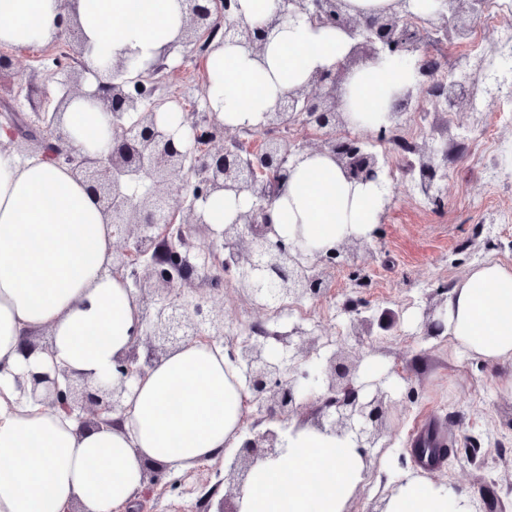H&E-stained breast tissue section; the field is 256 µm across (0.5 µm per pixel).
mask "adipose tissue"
I'll list each match as a JSON object with an SVG mask.
<instances>
[{"instance_id":"1","label":"adipose tissue","mask_w":512,"mask_h":512,"mask_svg":"<svg viewBox=\"0 0 512 512\" xmlns=\"http://www.w3.org/2000/svg\"><path fill=\"white\" fill-rule=\"evenodd\" d=\"M185 0H0V47L32 51L56 41L61 17L81 29L85 87L109 73L101 57L124 59L136 72L181 41ZM342 29L291 19L273 29L263 61L226 42L204 61L209 105L233 127H253L279 98L352 52ZM414 83L397 59L353 68L340 95L351 127L369 129L388 115L394 97ZM112 116L73 98L64 127L75 143L106 146ZM384 181L351 183L329 154H315L291 172L273 208L279 231L303 230L318 247L369 236ZM112 227L68 167L0 149V512H121L158 463L186 470L243 442L239 368L218 344L193 343L156 362L133 381L118 425L83 427L77 415L54 411L17 379L61 367L94 382L111 373L140 323L133 291L111 273ZM445 330L469 355L512 359V265L487 260L448 294ZM41 331L50 350L20 351L21 337ZM287 447L256 464L237 500L238 512H349L367 466L349 439L290 425ZM384 512H472L450 485L406 477L384 499Z\"/></svg>"}]
</instances>
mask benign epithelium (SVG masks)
<instances>
[{
  "mask_svg": "<svg viewBox=\"0 0 512 512\" xmlns=\"http://www.w3.org/2000/svg\"><path fill=\"white\" fill-rule=\"evenodd\" d=\"M187 2L182 44L203 58L219 35L260 59L268 33L297 15L313 25L345 30L355 45L352 56L288 92L250 128L228 126L213 112L200 123H190L184 116L174 128L161 118L166 99L156 95L160 84L151 79L166 70L165 59L135 78L126 77L124 61L112 62V82L89 94L96 106L112 114L107 149L88 151L70 143L62 127L68 102L86 95V70L81 62V34L65 20L59 21L55 45L62 46L63 58L74 63L70 83L63 86L53 109L36 112L28 121L10 113L9 146L21 154L34 146L35 151L67 166L95 195L112 224L114 241L121 243L113 249L112 274L133 279L145 326V333L135 336L126 355L116 361L108 380L91 384L64 369L53 377L31 374L32 393L45 386L43 401L48 407L68 413L77 409L88 426L121 421L132 381L162 356L191 343L224 337V308L194 301L195 294L224 292L228 277L242 300L270 311L285 299H316L329 292L328 271L354 256L366 239L351 236L325 251H309L280 235L272 207L292 168L315 152L332 155L352 181H377L386 159L375 144L394 137L400 128L395 117L413 94L409 89L396 96L389 122L373 136L348 130L336 101V83L362 57L413 58L422 49L423 33L450 39L464 36L460 19L465 13L472 18L476 11V0H438L440 8L421 15L412 10V0H394L385 11L360 16L346 11L345 0H275L266 18L249 22L236 15L238 0ZM413 70L416 89L434 106L453 112L472 102L468 94L451 92L452 87L469 82L467 75L442 70L431 56L415 63ZM480 82L488 101L512 98L511 66L483 70ZM295 126L304 130L306 141L291 147L282 132ZM243 133L254 134L257 140L243 148ZM407 150L417 156V161L409 162V170L419 171L418 188L435 187V150L417 144ZM221 191L247 192L253 202L232 223L215 230L207 224L203 203ZM345 311L353 327L366 335L376 328L388 331L397 323L393 313L369 314L350 302ZM282 341L290 352L286 359L269 354L258 340L240 343L231 351L263 419L282 422L309 407L310 400L311 424L317 430L351 435L362 450L376 447L386 430L389 402V391L382 383L361 392L355 384L357 365L349 363L340 350L320 360L316 373H310L307 364L317 351L318 338L299 327ZM282 447L277 430L249 428V437L224 472L227 492L217 512H237L226 508L228 499L241 494L257 460L278 456Z\"/></svg>",
  "mask_w": 512,
  "mask_h": 512,
  "instance_id": "obj_1",
  "label": "benign epithelium"
}]
</instances>
